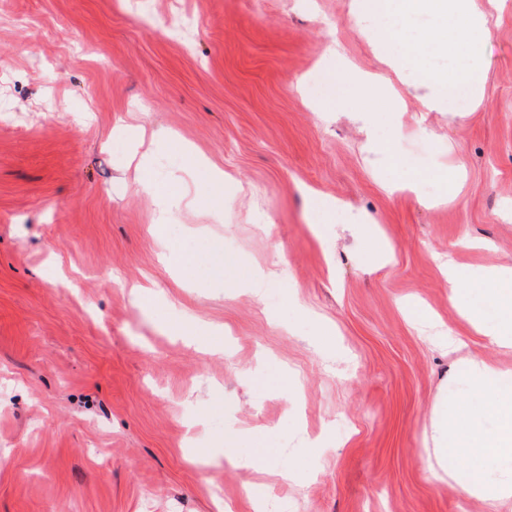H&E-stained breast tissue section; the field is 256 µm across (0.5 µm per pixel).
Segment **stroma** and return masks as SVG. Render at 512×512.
Here are the masks:
<instances>
[{
  "instance_id": "obj_1",
  "label": "stroma",
  "mask_w": 512,
  "mask_h": 512,
  "mask_svg": "<svg viewBox=\"0 0 512 512\" xmlns=\"http://www.w3.org/2000/svg\"><path fill=\"white\" fill-rule=\"evenodd\" d=\"M176 14L200 20L184 45ZM498 16L481 103L424 112L398 84L390 140L367 134L375 98L315 91L327 24L350 76L379 68L351 0H0V512H252L248 481L288 512H512L427 453L437 393L468 397L462 364L512 368L431 259L512 264V0ZM398 155L458 161L457 195L387 191ZM310 189L377 225L387 260L356 225H314ZM199 246L286 274L260 302L217 267L185 278ZM409 300L462 347L423 336ZM246 433L269 445L243 471L224 438Z\"/></svg>"
}]
</instances>
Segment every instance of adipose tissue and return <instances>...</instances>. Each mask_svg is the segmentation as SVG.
<instances>
[{
    "label": "adipose tissue",
    "mask_w": 512,
    "mask_h": 512,
    "mask_svg": "<svg viewBox=\"0 0 512 512\" xmlns=\"http://www.w3.org/2000/svg\"><path fill=\"white\" fill-rule=\"evenodd\" d=\"M360 18L370 21L382 72L346 81L348 101L357 90L375 94L383 111L398 112L403 99L392 91V76L415 73L427 90L423 111H466L483 85L480 55L491 19L475 0H353ZM448 279L449 300L480 335L512 349V265H465L456 253L438 258ZM470 400L437 397L432 408V458L448 476L464 462L470 477L467 496L485 501L512 500V371L472 360L461 371ZM495 417L493 428L482 414ZM494 454L506 461L496 473L483 472L481 459Z\"/></svg>",
    "instance_id": "adipose-tissue-1"
}]
</instances>
